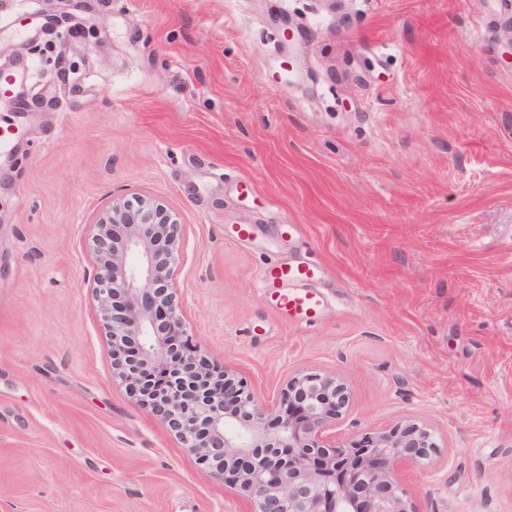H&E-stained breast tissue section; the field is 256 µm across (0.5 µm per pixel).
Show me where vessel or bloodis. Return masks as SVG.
I'll use <instances>...</instances> for the list:
<instances>
[{
  "instance_id": "vessel-or-blood-1",
  "label": "vessel or blood",
  "mask_w": 512,
  "mask_h": 512,
  "mask_svg": "<svg viewBox=\"0 0 512 512\" xmlns=\"http://www.w3.org/2000/svg\"><path fill=\"white\" fill-rule=\"evenodd\" d=\"M28 76L29 70L24 66L0 72V96L13 95ZM320 276V268L312 263L272 264L262 270L259 286L264 298L282 316L312 325L318 322L326 305L325 295L315 287Z\"/></svg>"
}]
</instances>
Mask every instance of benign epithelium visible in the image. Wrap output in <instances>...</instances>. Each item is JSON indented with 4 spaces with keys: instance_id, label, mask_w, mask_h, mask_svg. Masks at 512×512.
Returning <instances> with one entry per match:
<instances>
[{
    "instance_id": "obj_1",
    "label": "benign epithelium",
    "mask_w": 512,
    "mask_h": 512,
    "mask_svg": "<svg viewBox=\"0 0 512 512\" xmlns=\"http://www.w3.org/2000/svg\"><path fill=\"white\" fill-rule=\"evenodd\" d=\"M93 283L112 338V381L142 404L252 512H415L400 478L437 448L417 424L336 436L348 404L331 374L291 378L262 403L231 366L201 352L178 297L181 215L151 199L114 201L93 224Z\"/></svg>"
}]
</instances>
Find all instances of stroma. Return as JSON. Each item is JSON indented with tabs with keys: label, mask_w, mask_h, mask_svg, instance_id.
<instances>
[{
	"label": "stroma",
	"mask_w": 512,
	"mask_h": 512,
	"mask_svg": "<svg viewBox=\"0 0 512 512\" xmlns=\"http://www.w3.org/2000/svg\"><path fill=\"white\" fill-rule=\"evenodd\" d=\"M73 31L32 46L28 9ZM512 0H0L33 61L0 164V512H250L112 383L91 226L179 211L202 349L262 400L335 374L336 431L416 423V512H512ZM252 234L233 240L235 226ZM297 233H288V225ZM320 262L305 326L258 287Z\"/></svg>",
	"instance_id": "35a3bbf8"
}]
</instances>
